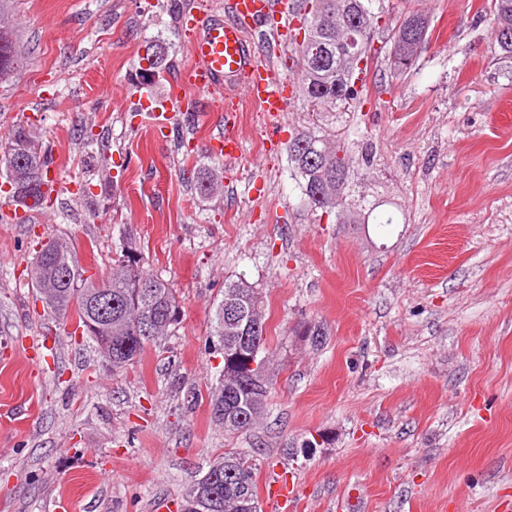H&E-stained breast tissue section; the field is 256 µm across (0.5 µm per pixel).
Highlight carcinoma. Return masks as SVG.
<instances>
[{"mask_svg": "<svg viewBox=\"0 0 512 512\" xmlns=\"http://www.w3.org/2000/svg\"><path fill=\"white\" fill-rule=\"evenodd\" d=\"M0 0V81L17 71L18 49L10 28L3 22ZM375 0H306L310 9L302 25L295 29L297 64L302 70L299 93L316 105L330 108L357 100L355 74L368 71L377 61L373 48L383 12H374ZM495 43L500 55L512 58V0H492ZM429 17L417 9L400 15L389 29L391 57L395 69L405 72L416 63L428 41ZM141 60L148 63L142 76L151 79L169 69L166 47L155 42L146 46ZM293 176L301 189L303 204L336 217L339 224H366L379 204H368L357 190L349 149L340 141L330 142L312 130L297 135L288 146ZM51 156L40 152L30 137L19 131L0 140V177L11 185L8 194L25 212L42 208L54 192L48 179ZM184 177L194 182L203 196L218 189L219 171L185 169ZM109 273L97 277L83 266L70 239L51 237L44 249L30 262L29 280L45 307L59 319L72 318L76 328L95 344L112 342V373H123L134 366L147 347L162 351L183 320L176 289L160 276L144 270L136 242L120 244ZM108 283L112 300V324L97 320L90 303L98 294V280ZM241 311L261 312V292L240 275L224 283L221 298L210 309L208 348L224 361L217 384L208 391L213 421L230 433L252 429L264 415L271 381L258 395L239 380L234 365L256 350L268 356L266 328L254 330L242 325L229 327L225 320L227 302ZM190 499L194 512H239L240 500L249 499L251 512H260L255 482V463L238 452L226 451L209 466L206 474L182 494Z\"/></svg>", "mask_w": 512, "mask_h": 512, "instance_id": "1", "label": "carcinoma"}]
</instances>
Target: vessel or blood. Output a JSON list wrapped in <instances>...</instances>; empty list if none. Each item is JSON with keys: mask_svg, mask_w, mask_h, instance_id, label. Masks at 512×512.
I'll list each match as a JSON object with an SVG mask.
<instances>
[{"mask_svg": "<svg viewBox=\"0 0 512 512\" xmlns=\"http://www.w3.org/2000/svg\"><path fill=\"white\" fill-rule=\"evenodd\" d=\"M230 19L220 17L194 20L191 26L192 64L174 87L173 96L185 88L199 91L221 88L229 102L246 94L264 114L280 119L288 110L293 83L277 78L271 71L265 51L251 43L261 33L270 17L281 25H298L301 14L293 0H228Z\"/></svg>", "mask_w": 512, "mask_h": 512, "instance_id": "vessel-or-blood-1", "label": "vessel or blood"}]
</instances>
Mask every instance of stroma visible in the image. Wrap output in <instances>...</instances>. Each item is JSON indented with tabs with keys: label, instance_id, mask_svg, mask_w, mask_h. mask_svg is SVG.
Instances as JSON below:
<instances>
[{
	"label": "stroma",
	"instance_id": "35a3bbf8",
	"mask_svg": "<svg viewBox=\"0 0 512 512\" xmlns=\"http://www.w3.org/2000/svg\"><path fill=\"white\" fill-rule=\"evenodd\" d=\"M174 1L224 14L225 0H13L6 16L24 63L0 83V136L29 126L61 191L0 223V512L64 497L71 512H154L227 451L254 460L258 485L287 480L294 512H512V63L494 58L491 0H383L427 12L432 32L397 74L380 31L355 107L297 96L275 124L188 88L152 129L145 107L192 63ZM151 41L170 68L146 84ZM229 127L242 154L219 163L210 141ZM306 130L356 157L371 146L358 180L397 223L303 205L288 145ZM216 164L215 195L181 176ZM50 234L99 275L136 241L183 306L165 352L112 375L44 311L25 278ZM241 275L266 302L274 388L260 424L228 434L187 397L217 380L208 311Z\"/></svg>",
	"mask_w": 512,
	"mask_h": 512
}]
</instances>
